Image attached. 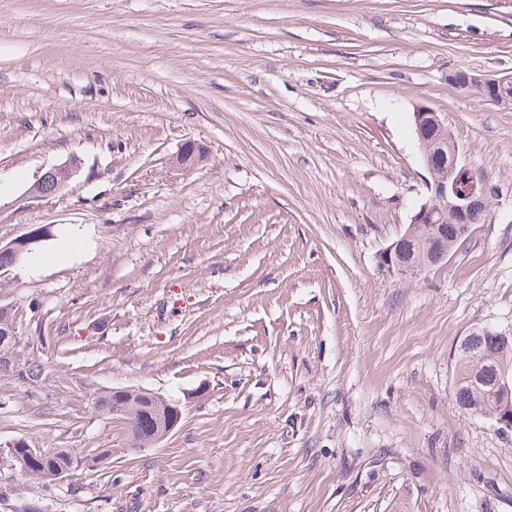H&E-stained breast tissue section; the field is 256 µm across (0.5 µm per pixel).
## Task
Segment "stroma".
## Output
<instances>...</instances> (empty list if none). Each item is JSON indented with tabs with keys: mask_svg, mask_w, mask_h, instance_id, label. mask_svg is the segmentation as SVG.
I'll use <instances>...</instances> for the list:
<instances>
[{
	"mask_svg": "<svg viewBox=\"0 0 512 512\" xmlns=\"http://www.w3.org/2000/svg\"><path fill=\"white\" fill-rule=\"evenodd\" d=\"M458 70L512 74V0H0V239L53 232L0 274L48 372H0V447L112 451L47 492L0 459V512H512V431L454 399L512 324V105ZM419 105L503 205L404 277ZM112 387L182 419L129 451ZM206 156L204 147L195 141L182 144L173 162L183 169H191L201 163ZM80 170V162L71 158L63 163L52 165L23 194L24 200H41L45 194L56 195L65 190ZM43 188H49L42 192Z\"/></svg>",
	"mask_w": 512,
	"mask_h": 512,
	"instance_id": "stroma-1",
	"label": "stroma"
}]
</instances>
